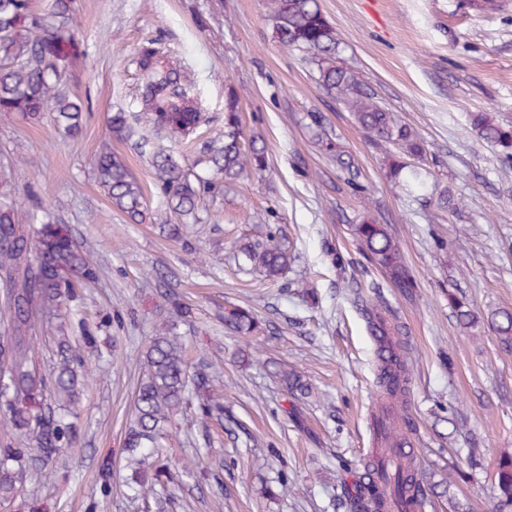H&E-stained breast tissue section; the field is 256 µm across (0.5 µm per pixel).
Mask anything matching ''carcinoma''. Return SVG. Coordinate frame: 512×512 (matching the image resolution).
I'll return each instance as SVG.
<instances>
[{
  "mask_svg": "<svg viewBox=\"0 0 512 512\" xmlns=\"http://www.w3.org/2000/svg\"><path fill=\"white\" fill-rule=\"evenodd\" d=\"M273 36L284 47L310 55L316 65V80L332 99L345 106L372 145L386 152L399 147L421 164L393 160L389 177L407 194L426 201L436 200L444 209H455L448 188L440 187L427 165L423 141L409 126L384 107L367 90L356 73L338 64L342 41L336 27L323 13L319 0H266ZM156 50L144 48L138 65L142 74L140 98L153 124L172 139H194L201 115L188 97L181 72L175 66L154 69ZM84 50L73 28V0H50L43 7L35 0H0V113H17L38 121L46 112L66 132L81 133L88 105L62 89L65 71L83 62ZM307 128L315 144L336 157L347 172V183L356 191L364 186L356 180L353 158L341 150L325 132L322 116L307 113ZM472 125L487 142L501 148L502 160L512 165V128L487 112L472 115ZM111 138L141 148L149 136L131 125L122 111L108 118ZM261 136L246 135L240 119V105L228 90L224 105V135L204 142L195 159L184 165L172 155H153L155 188L166 211L153 223L168 228V236L184 239L180 225L169 215H195L206 194L232 184L249 173L265 170ZM98 184L112 206L130 224H143L149 216L143 187L123 159L106 149L94 161ZM19 193L6 173H0V237L13 238L0 246V278L9 281L8 295L0 297V318L7 322L5 342H0V502H11L24 494L27 484L45 482L55 473V463L73 447L78 434L72 419L78 416L85 395L84 350L96 346L89 330L80 336L65 333L56 338L58 361L52 378L46 379L33 365L32 332L44 321L77 320L76 302L80 289L98 279L92 257L74 240L69 230L54 219L39 227L17 222ZM352 232L367 258L377 265L385 279L406 296L416 282L407 262L383 224L372 217L352 225ZM231 259L242 262L277 281L290 269L291 253L283 236L269 229L260 238L234 247ZM361 313L375 343L376 383L382 402L373 414V448L353 469L348 501L351 512H390L397 503L420 505L436 486L419 470L415 456L405 451L414 426L407 414L410 373L405 342L399 327L391 324L375 301L363 300ZM499 342L512 348V311L501 309L487 317ZM224 326L239 336L255 328L252 312L233 306L224 309ZM274 375L298 400L309 394V383L286 365ZM215 373L191 369L180 336L169 323L149 338L140 358L133 418L126 433L123 453L131 469L130 483L144 499L174 482L177 471L162 457L160 441L167 436L173 417L189 397L197 400V415L206 421L224 417V402L214 395ZM498 499L512 506V456L499 459L496 468Z\"/></svg>",
  "mask_w": 512,
  "mask_h": 512,
  "instance_id": "obj_1",
  "label": "carcinoma"
}]
</instances>
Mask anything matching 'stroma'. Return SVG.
I'll list each match as a JSON object with an SVG mask.
<instances>
[{
	"instance_id": "35a3bbf8",
	"label": "stroma",
	"mask_w": 512,
	"mask_h": 512,
	"mask_svg": "<svg viewBox=\"0 0 512 512\" xmlns=\"http://www.w3.org/2000/svg\"><path fill=\"white\" fill-rule=\"evenodd\" d=\"M320 3L343 41L342 60L423 139L425 162L454 191L458 211L409 198L391 183L384 153L317 84L306 54L274 39L265 0H76L86 57L67 84L91 104L82 132L65 135L49 112L36 123L0 117V166L99 264L82 302L95 336L113 340L118 356L114 365L89 362L81 436L52 482L27 487L44 512H140L126 494L120 450L146 340L173 317L168 293L193 310L177 331L189 362L219 370L224 417L204 423L193 408L178 413L167 455L204 453L208 470L182 477L151 512H347L339 462L359 461L371 448L369 415L379 398L356 295L379 298L405 334L417 462L440 487L422 512H450L455 501L468 512H491L496 462L512 453V350L485 316L512 310V168L478 135L471 115L490 112L512 126V0L486 10L473 0ZM149 41L176 62L202 106L206 122L192 143L154 136L139 150L110 138L112 112L147 124L136 60ZM229 88L243 126L266 143V170L205 196L185 241L156 224L128 223L95 180L100 149L111 146L149 208L163 210L152 152L191 155L222 135ZM309 112L321 113L328 135L352 155L371 200L314 144ZM366 211L401 247L417 283L412 296L385 284L356 243L351 226ZM270 225L293 248L285 278L246 274L225 259L233 243ZM336 253L342 265L333 263ZM298 278L317 300L288 292ZM452 295L476 315L474 326L459 324ZM230 304L255 312L251 342L225 330ZM277 362L312 386L298 405L270 374ZM107 459L112 491L105 495L99 470ZM281 475L292 493L281 492Z\"/></svg>"
}]
</instances>
